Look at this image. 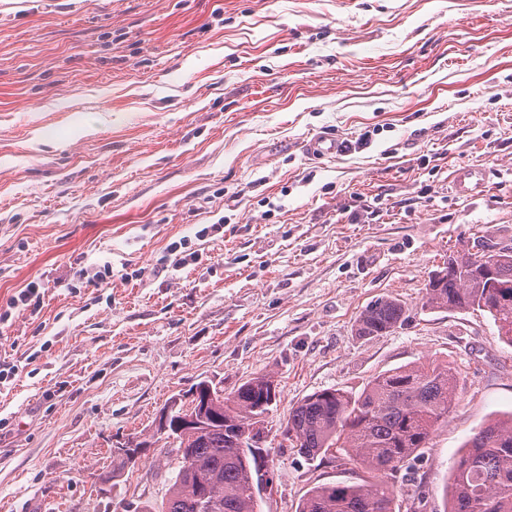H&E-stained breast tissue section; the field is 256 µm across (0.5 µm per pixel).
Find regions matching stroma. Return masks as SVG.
<instances>
[{"instance_id":"obj_1","label":"stroma","mask_w":512,"mask_h":512,"mask_svg":"<svg viewBox=\"0 0 512 512\" xmlns=\"http://www.w3.org/2000/svg\"><path fill=\"white\" fill-rule=\"evenodd\" d=\"M320 133L346 149L311 159ZM464 166L485 192L449 193ZM511 239L512 0H0V308L43 296L0 327V512L159 510L173 455L101 482L115 446L265 373L259 512H296L364 473L279 449L290 409L432 361L455 401L394 485L444 512L464 442L512 411V346L420 298L449 251ZM384 295L404 322L356 336ZM38 284L36 282H30L25 288L18 292L17 296H12L7 309L0 313V327L5 325L12 317V310L19 309V311H26L28 308H32L31 311H35L40 304H42V297L40 296Z\"/></svg>"}]
</instances>
